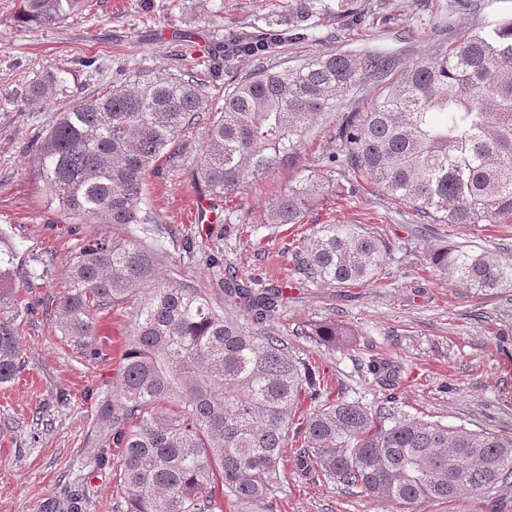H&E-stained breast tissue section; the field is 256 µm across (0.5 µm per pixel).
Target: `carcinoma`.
Wrapping results in <instances>:
<instances>
[{"label": "carcinoma", "mask_w": 512, "mask_h": 512, "mask_svg": "<svg viewBox=\"0 0 512 512\" xmlns=\"http://www.w3.org/2000/svg\"><path fill=\"white\" fill-rule=\"evenodd\" d=\"M22 2L23 23L36 28L84 7V0ZM352 5L336 0V16L363 24ZM321 6L288 0V27L241 34L224 61L307 38ZM366 74L385 82L384 93L340 127L344 150L328 165L368 177L426 223L511 222V20L403 67L381 53H321L296 69L262 67L225 93L218 111L191 69L142 74L74 103L42 134L35 167L51 199L80 221L112 225L110 235L87 232L68 259L55 300L61 335L86 349L99 315L133 308L132 338L87 438L99 468L109 465L112 447L122 449L118 490L128 512H223L218 488L239 512H274L291 433L302 440L297 456L313 457V475L408 510L512 483L511 436L422 420L399 410L393 394L373 407L329 398L270 325L288 285L248 286L229 273L219 306L187 279L158 280L163 254L129 234L132 224L158 223L146 177L174 157L170 149L186 132L204 129L197 177L215 196L233 194L298 157L309 122ZM67 83L64 72L46 71L28 104ZM321 189L310 177L275 198L272 223H299ZM393 251L385 233L329 224L297 247L296 271L313 282L371 285ZM15 260L14 248H0V384L22 367ZM430 263L470 290L512 288V262L485 249L437 250ZM304 335L334 345L346 331L329 321ZM368 370L385 388L400 374L386 356L370 359ZM305 401L313 410L297 424Z\"/></svg>", "instance_id": "cac0c4a2"}]
</instances>
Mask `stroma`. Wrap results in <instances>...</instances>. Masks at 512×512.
Here are the masks:
<instances>
[{
	"mask_svg": "<svg viewBox=\"0 0 512 512\" xmlns=\"http://www.w3.org/2000/svg\"><path fill=\"white\" fill-rule=\"evenodd\" d=\"M323 2L312 40L285 43L263 60L236 57L209 75L211 87L226 90L260 65L297 67L323 52H380L406 65L512 18V0H472L466 11L456 10L454 0H357L366 25H344L336 18V0ZM20 6L21 0H0V232L17 253L15 291L24 306L23 368L0 387V512H62L64 488L76 478L89 492L85 512H127L117 489L120 456L97 468L86 437L128 342L132 315L115 308L100 316L94 338L100 357L91 362L61 336L58 313L47 303L63 289L66 259L82 236V223L51 201L34 167L35 152L43 131L72 104L145 72H172L170 51L196 57L240 33L287 24L288 0H86L79 14L34 29L21 26ZM48 69L66 72L67 93L28 105L30 85ZM382 92L381 83L366 76L309 126L298 162L226 196L212 224L197 221L209 194L193 181L203 130L183 135L174 146L176 163L158 161L146 180V199L159 215L151 234L164 254L158 277L189 279L217 303L224 299L228 270L288 284L272 324L288 332L289 347L334 391L378 404L385 391L363 364L386 352L401 368L395 394L403 411L512 435V288L477 294L429 267L431 251L464 245L512 261V224L425 226L366 178L325 165L343 150L337 130L345 118L367 111ZM314 172L325 192L301 223H269L272 199ZM327 224L384 230L395 245L387 278L371 286L300 279L294 265L298 241ZM31 268L38 271L32 278L26 275ZM328 321L351 329L345 345L299 333ZM277 512L401 510L315 478L292 456L284 463ZM413 512H512V486L426 501Z\"/></svg>",
	"mask_w": 512,
	"mask_h": 512,
	"instance_id": "stroma-1",
	"label": "stroma"
}]
</instances>
